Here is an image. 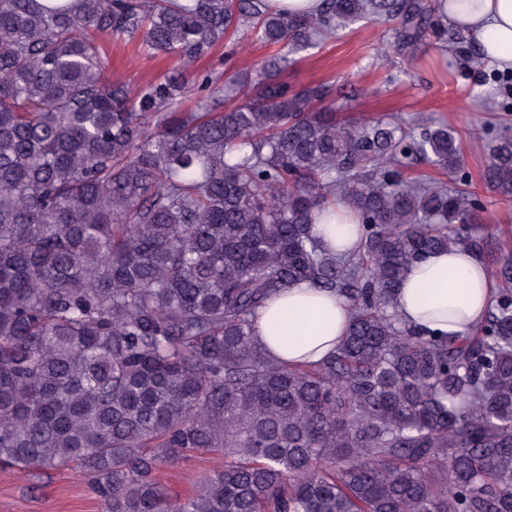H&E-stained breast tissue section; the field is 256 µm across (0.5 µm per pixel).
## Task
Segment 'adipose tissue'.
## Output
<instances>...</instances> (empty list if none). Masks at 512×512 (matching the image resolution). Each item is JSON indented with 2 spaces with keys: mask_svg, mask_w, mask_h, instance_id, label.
Returning a JSON list of instances; mask_svg holds the SVG:
<instances>
[{
  "mask_svg": "<svg viewBox=\"0 0 512 512\" xmlns=\"http://www.w3.org/2000/svg\"><path fill=\"white\" fill-rule=\"evenodd\" d=\"M439 11L453 26L477 33L498 69L512 70V0H439ZM492 302L489 270L463 250L428 254L414 263L395 296L403 321L424 336H464L484 320ZM303 312L308 339L282 343L269 325L283 310ZM349 307L337 294L300 283L274 295L256 322L258 341L276 360L311 365L338 345L349 322Z\"/></svg>",
  "mask_w": 512,
  "mask_h": 512,
  "instance_id": "1",
  "label": "adipose tissue"
}]
</instances>
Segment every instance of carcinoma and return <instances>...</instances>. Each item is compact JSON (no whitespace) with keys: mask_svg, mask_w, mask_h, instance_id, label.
I'll use <instances>...</instances> for the list:
<instances>
[{"mask_svg":"<svg viewBox=\"0 0 512 512\" xmlns=\"http://www.w3.org/2000/svg\"><path fill=\"white\" fill-rule=\"evenodd\" d=\"M425 0H0V463L73 467L104 512H512V260L482 324L423 338L398 317L429 253L485 258L479 204L402 177L415 155L453 174L455 134L398 119L336 120L328 84L281 79L289 55L349 22L427 39ZM246 26L276 48L253 71L191 67ZM137 33L180 61L133 92L97 33ZM482 180L512 198V133ZM343 202L357 249L312 224ZM296 283L350 307L313 366L258 342L257 313ZM271 331L304 333L283 316ZM221 452L174 498L164 466ZM269 8L274 12H288L290 14L312 15L321 6V0H266Z\"/></svg>","mask_w":512,"mask_h":512,"instance_id":"obj_1","label":"carcinoma"}]
</instances>
